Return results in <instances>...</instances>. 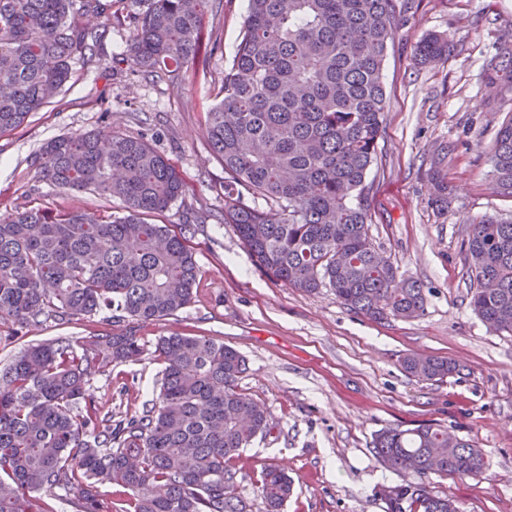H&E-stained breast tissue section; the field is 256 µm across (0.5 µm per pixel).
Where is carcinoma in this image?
Masks as SVG:
<instances>
[{"mask_svg": "<svg viewBox=\"0 0 512 512\" xmlns=\"http://www.w3.org/2000/svg\"><path fill=\"white\" fill-rule=\"evenodd\" d=\"M0 0V138L52 103L75 58H92L112 26L126 27L135 73L185 77L199 66V35L223 0ZM396 0H248L244 31L224 65L220 100L206 138L224 168V223L257 264L291 288L333 291L373 321L423 314L424 288L379 251L369 235L367 172L383 133L382 71L398 24ZM100 20L98 27L87 20ZM448 55L430 33L415 46L427 63ZM489 87L512 94V46L486 70ZM495 188L512 197V115L489 156ZM63 190H90L122 202V212L31 208L0 218V324L21 327L109 312L118 320H161L189 306L200 271L188 225L154 216L183 193L176 169L143 138L110 127L48 141L34 160ZM432 196L448 207L443 159L433 162ZM262 199L251 207L244 196ZM473 282L470 307L497 332L512 334V220L486 217L463 240ZM136 332L31 344L0 369V512H55L31 492L62 491L73 512H249L235 492L230 462L270 433L267 409L239 392L245 358L222 342L161 336L159 402L112 423L87 393L90 376L141 358ZM402 370L441 381L456 364L407 355ZM394 471L419 467L420 481L383 486L386 512H458L425 478H479L485 454L440 425L389 427L373 443ZM119 486L126 506L102 491ZM294 483L264 466L256 491L281 512Z\"/></svg>", "mask_w": 512, "mask_h": 512, "instance_id": "carcinoma-1", "label": "carcinoma"}]
</instances>
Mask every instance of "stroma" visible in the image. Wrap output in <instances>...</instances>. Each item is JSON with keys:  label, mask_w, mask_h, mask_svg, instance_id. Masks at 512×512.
<instances>
[{"label": "stroma", "mask_w": 512, "mask_h": 512, "mask_svg": "<svg viewBox=\"0 0 512 512\" xmlns=\"http://www.w3.org/2000/svg\"><path fill=\"white\" fill-rule=\"evenodd\" d=\"M400 25L384 62L386 93L380 152L367 172L369 233L405 277L426 293L424 315L368 320L340 304L330 289L307 294L275 281L221 223L224 170L212 158L205 126L226 60L241 40L247 0H224L200 32L206 69L185 80L122 73L130 32L109 30L91 61L75 59L63 94L0 138V217L29 207H75L109 214L118 200L64 191L42 178L33 161L47 140L105 125L142 136L166 156L184 193L159 221L187 224L200 267L198 296L174 316L150 323H46L0 341V366L29 344L79 338L105 329H134L145 352L91 377L87 392L113 419L156 403L163 364L156 339L179 333L231 346L247 360L238 388L263 404L274 426L232 463L235 489L251 512H265L254 482L276 464L294 481L284 512H386L376 490L402 474L375 459L372 441L386 427H447L483 448V479L431 476L438 494L459 512H512V335L489 330L470 308L462 240L486 216L512 217V198L499 195L488 157L500 124L484 71L496 46L512 38V0H399ZM447 36V57L418 63L425 34ZM443 156L451 190L448 210L432 202L427 173ZM409 354L445 357L457 370L441 382L404 373Z\"/></svg>", "instance_id": "35a3bbf8"}]
</instances>
